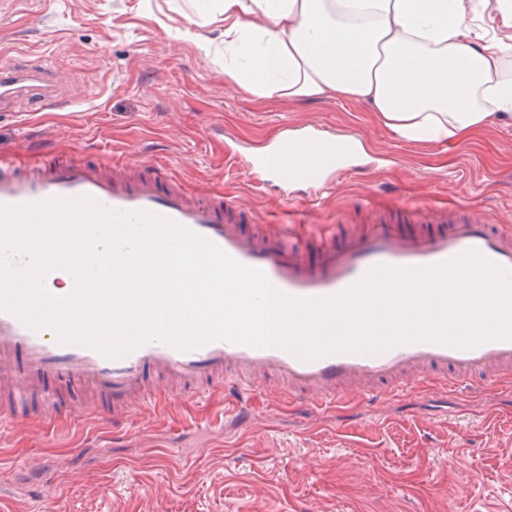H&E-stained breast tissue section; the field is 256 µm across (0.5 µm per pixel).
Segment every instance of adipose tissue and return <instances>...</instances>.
I'll return each mask as SVG.
<instances>
[{
    "mask_svg": "<svg viewBox=\"0 0 512 512\" xmlns=\"http://www.w3.org/2000/svg\"><path fill=\"white\" fill-rule=\"evenodd\" d=\"M230 86L289 103L370 106L404 142L457 143L512 112V42L484 39L473 11L506 0H215Z\"/></svg>",
    "mask_w": 512,
    "mask_h": 512,
    "instance_id": "obj_1",
    "label": "adipose tissue"
}]
</instances>
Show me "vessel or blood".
<instances>
[{"label": "vessel or blood", "mask_w": 512, "mask_h": 512, "mask_svg": "<svg viewBox=\"0 0 512 512\" xmlns=\"http://www.w3.org/2000/svg\"><path fill=\"white\" fill-rule=\"evenodd\" d=\"M52 76L35 63L0 66V106L62 104ZM277 150L273 144L244 155L231 144L224 158L252 182L284 184L287 174L267 163ZM82 195L114 210L147 211L175 221L297 299L338 295L377 266L428 267L470 250L512 271V230L486 223L470 207L450 209L428 199L402 219L383 213L343 237L331 232L310 240L294 226L260 223L237 200L188 192L167 165L155 161L117 168L101 160H36L19 168L0 158V205ZM267 381L276 382L306 418L327 413L352 395L372 405L415 389L466 390L488 381L511 385L512 340L471 348L415 342L312 360L280 348L226 341L187 351L150 341L110 359L86 346L59 343L53 329L32 330L0 311V430L21 419L44 431L90 418L105 428L107 439L121 443L147 405L201 399L218 389L229 399L227 426L239 429L251 423L252 395Z\"/></svg>", "instance_id": "vessel-or-blood-1"}]
</instances>
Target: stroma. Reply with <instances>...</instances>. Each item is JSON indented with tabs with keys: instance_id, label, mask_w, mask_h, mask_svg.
Segmentation results:
<instances>
[{
	"instance_id": "obj_1",
	"label": "stroma",
	"mask_w": 512,
	"mask_h": 512,
	"mask_svg": "<svg viewBox=\"0 0 512 512\" xmlns=\"http://www.w3.org/2000/svg\"><path fill=\"white\" fill-rule=\"evenodd\" d=\"M0 58L54 63L72 97L0 112V154L17 161L152 159L195 193L237 196L261 223L312 234L428 198L512 226V113L459 144L406 143L363 104L254 99L226 82L223 13L198 16L192 0H0ZM306 122L363 145L317 201L286 202L224 160L225 137L256 149ZM226 406L217 391L148 411L121 447L88 424L5 432L0 512H512V389L355 398L303 421L270 383L250 429L198 433ZM168 432L180 453L160 447ZM50 463L55 488L37 494L26 472Z\"/></svg>"
}]
</instances>
